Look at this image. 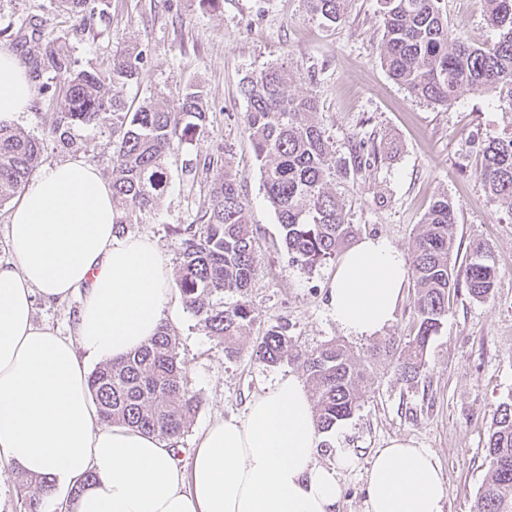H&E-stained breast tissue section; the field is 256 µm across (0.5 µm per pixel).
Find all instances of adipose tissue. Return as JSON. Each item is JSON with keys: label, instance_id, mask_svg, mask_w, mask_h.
Returning a JSON list of instances; mask_svg holds the SVG:
<instances>
[{"label": "adipose tissue", "instance_id": "adipose-tissue-1", "mask_svg": "<svg viewBox=\"0 0 512 512\" xmlns=\"http://www.w3.org/2000/svg\"><path fill=\"white\" fill-rule=\"evenodd\" d=\"M35 85L0 46V121L28 111ZM112 187L80 161L44 168L10 216V259L0 261V458L51 476L70 512H334L337 470L320 465L310 394L287 377L244 416L212 422L180 465L168 445L104 425L87 385V360L108 362L153 336L175 297L168 259L145 235L119 237ZM408 275L403 251L362 236L340 257L329 312L346 335L390 324ZM83 299L73 336L36 324V299ZM95 483L71 490L86 474ZM367 512H443L429 449L402 438L377 449Z\"/></svg>", "mask_w": 512, "mask_h": 512}]
</instances>
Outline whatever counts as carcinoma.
I'll return each mask as SVG.
<instances>
[{"label": "carcinoma", "mask_w": 512, "mask_h": 512, "mask_svg": "<svg viewBox=\"0 0 512 512\" xmlns=\"http://www.w3.org/2000/svg\"><path fill=\"white\" fill-rule=\"evenodd\" d=\"M346 0H307L312 12L330 22L341 19ZM95 0H57L58 8L88 21ZM486 21L498 31L490 45L458 40L441 14L437 0H381L383 42L380 60L389 75L412 95L446 106L467 88L489 95H512V0H485ZM142 52L124 49L112 54L105 70H77L71 56L47 42L43 67L63 77V93L48 84L38 94L55 104L51 135L57 145L76 153L80 143L75 127L96 125L112 139V202L128 216L158 207L170 176L168 160L176 142L205 132L209 112L203 90L186 88L179 107L149 99L127 108L122 89L138 79ZM291 73L269 66L247 75L241 91L247 100L245 130L260 161L263 186L284 231L293 261L314 267L333 259L355 234L345 223L343 205L327 189L336 172L329 137L316 119L319 105L311 96H291ZM41 143L0 122V202L11 199L29 181L41 156ZM214 173L200 204L195 224L178 226L179 264L175 285L183 303L199 318L206 333L224 345V357L238 353L240 340L253 324V310L245 301L256 255L246 204L236 175L224 168L223 156L208 153L185 170L195 181L197 169ZM479 176L492 199L512 209V137L489 142L479 154ZM456 205L447 196L436 199L424 216L411 261L415 283V333L400 343L391 338L371 350L369 358L398 356L402 380L416 379L424 366L428 343L448 312V293L464 277L470 295L490 297L498 276L484 242L472 245L462 275L451 265ZM240 297L224 306V295ZM288 326L277 324L253 345V355L264 364L284 359L299 362L310 387L317 425L329 431L350 418L360 405V391L369 365L354 359L346 345L330 341L301 358L290 353ZM100 421L125 425L168 442L174 452L199 399L185 383L178 342L168 325L140 349L98 366L88 378ZM490 470L474 512H512V400L500 404L487 439ZM23 512H42L53 491L52 480L22 477Z\"/></svg>", "instance_id": "carcinoma-1"}]
</instances>
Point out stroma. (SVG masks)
I'll return each instance as SVG.
<instances>
[{"label": "stroma", "instance_id": "35a3bbf8", "mask_svg": "<svg viewBox=\"0 0 512 512\" xmlns=\"http://www.w3.org/2000/svg\"><path fill=\"white\" fill-rule=\"evenodd\" d=\"M439 6L465 40L480 45L497 39L484 20V0H439ZM382 34L379 0H347L334 24L311 14L305 0H220L215 8L200 0H105L87 24L60 11L54 0H0V44L26 66L41 58L49 38L84 68L106 65L114 51L135 46L145 57L138 80L124 90L129 104L155 98L173 105L187 86L202 88L211 114L206 133L179 144L159 208L133 216L126 233L152 236L169 263L177 264L179 238L173 229L195 223L210 181L203 174L196 182L183 181L182 167L220 149L225 168L238 178L258 255L248 290L255 320L239 354L228 359L185 306L169 319L187 387L200 400L180 440L181 463H188L189 449L214 420L243 416L254 397L282 378L300 376L296 362L268 366L253 357L256 338L270 326L287 324L291 351L301 356L333 340L359 353L414 333L413 284H406L395 317L382 332L348 336L329 315L327 292L336 260L313 268L292 261L244 128L245 76L272 64L287 66L293 73L289 94L317 100L318 120L339 165L351 166L358 141L375 147L370 167L328 182L358 235L385 236L409 255L432 201L445 195L457 205L452 260L464 268L473 243L486 242L499 271L491 298L474 299L463 284L452 289L418 378L400 380L389 359L371 365L360 407L324 434L326 446L316 459L331 468L337 450L354 454L356 467L339 473L338 512H365L366 470L374 450L394 438L413 440L429 449L439 466L444 512H472L489 471V427L499 405L512 400V209L488 197L477 171L483 146L512 136V97L464 89L446 106L417 98L381 65ZM54 111L38 97L11 125L41 142L42 165L77 159L111 179L107 135L92 125L75 127L80 151H62L50 133ZM80 303L77 294L60 303L36 301L34 319L72 335Z\"/></svg>", "mask_w": 512, "mask_h": 512}]
</instances>
